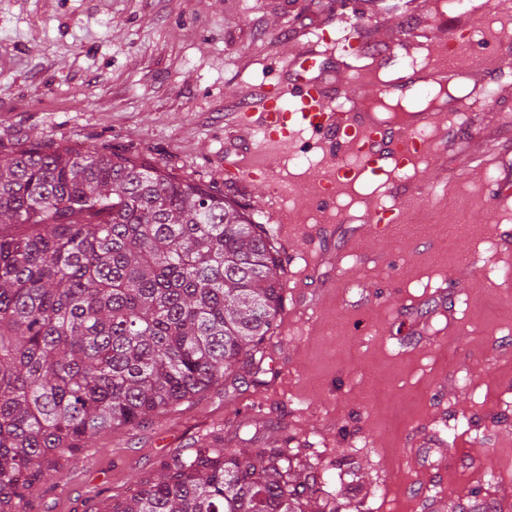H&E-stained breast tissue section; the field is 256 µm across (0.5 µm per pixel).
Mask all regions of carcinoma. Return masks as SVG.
<instances>
[{
  "instance_id": "cac0c4a2",
  "label": "carcinoma",
  "mask_w": 512,
  "mask_h": 512,
  "mask_svg": "<svg viewBox=\"0 0 512 512\" xmlns=\"http://www.w3.org/2000/svg\"><path fill=\"white\" fill-rule=\"evenodd\" d=\"M280 249L224 194L120 153L0 157V512L89 440L259 364ZM321 493L289 448L203 447L105 512H304Z\"/></svg>"
}]
</instances>
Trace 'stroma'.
I'll list each match as a JSON object with an SVG mask.
<instances>
[{"instance_id":"stroma-1","label":"stroma","mask_w":512,"mask_h":512,"mask_svg":"<svg viewBox=\"0 0 512 512\" xmlns=\"http://www.w3.org/2000/svg\"><path fill=\"white\" fill-rule=\"evenodd\" d=\"M491 2L0 0V156L35 142L105 148L214 186L261 222L268 190L225 175L249 145L224 132L242 98L288 80L282 59L351 22L360 56L324 59L339 86L370 61L389 71L414 57L398 46L405 33L436 44L478 29L473 49L487 53L512 34V15L490 16ZM486 83L492 105L459 108ZM438 106L455 112L458 146L397 172L392 192L371 176L308 200L325 159L304 132L283 171L301 203L278 270L288 328L266 340L258 374L94 438L26 512H103L215 434L314 457L347 512H422L435 498L444 512H512V208L493 201L512 178V66L489 82L469 74ZM406 198L408 231L367 224L371 205Z\"/></svg>"}]
</instances>
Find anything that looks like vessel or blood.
Listing matches in <instances>:
<instances>
[{"label":"vessel or blood","mask_w":512,"mask_h":512,"mask_svg":"<svg viewBox=\"0 0 512 512\" xmlns=\"http://www.w3.org/2000/svg\"><path fill=\"white\" fill-rule=\"evenodd\" d=\"M464 52L461 65L444 63L447 48L438 55H426L423 62L403 65L388 80H380L372 66L357 68L350 89L332 95L325 79L316 76L322 68V53L309 43L289 58L287 70L307 72V79H295L263 91L259 99L237 118L234 133L252 145L249 159L241 161L237 172L261 174L263 183L279 179L271 159L291 156L303 132L309 131L324 141L323 153L330 163L321 174V193L330 195L336 187L355 183L364 174L380 175L387 168L401 169L415 163L429 150L425 132L447 140L448 129L436 112L429 109L405 112L387 119L369 111L370 102L381 96L428 90L431 86L463 79L472 71L491 75L512 61V53L497 50L488 54L469 53L467 41H460ZM355 153L358 162L346 168L337 163L339 153Z\"/></svg>","instance_id":"b4317fda"}]
</instances>
